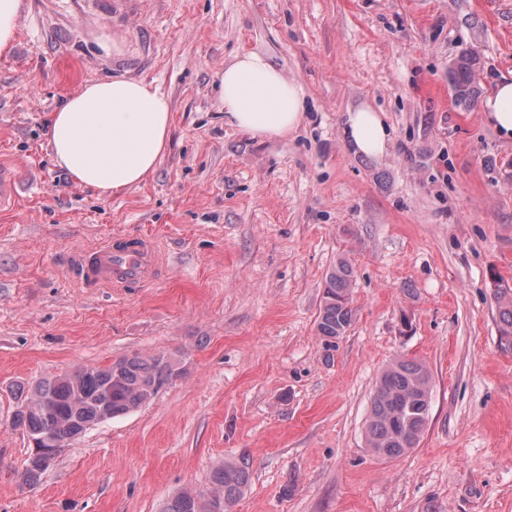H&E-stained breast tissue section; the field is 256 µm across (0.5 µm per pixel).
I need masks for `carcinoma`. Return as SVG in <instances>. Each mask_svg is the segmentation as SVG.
Here are the masks:
<instances>
[{
	"mask_svg": "<svg viewBox=\"0 0 512 512\" xmlns=\"http://www.w3.org/2000/svg\"><path fill=\"white\" fill-rule=\"evenodd\" d=\"M479 65V53L466 47L448 67L455 100L470 110L479 98L474 81ZM352 284V266L338 260L326 276L317 321L318 335L328 345L345 336L355 321ZM494 297L500 345L508 351L512 349V287L495 281ZM171 372V358L163 354L135 353L105 369L79 367L44 379L27 392L19 390L12 425L23 429L30 441L48 434L60 443L72 441L83 424L99 416L101 405L114 417L127 415L169 385ZM431 396L432 373L421 362L397 358L381 372L365 425V440L375 456L396 459L419 446L428 426ZM210 481L215 488L211 497L196 502L184 491L166 503L164 512H209L214 502L224 504V512H233L251 473L244 464L226 461L213 471Z\"/></svg>",
	"mask_w": 512,
	"mask_h": 512,
	"instance_id": "cac0c4a2",
	"label": "carcinoma"
}]
</instances>
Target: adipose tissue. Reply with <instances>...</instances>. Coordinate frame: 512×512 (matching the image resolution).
I'll use <instances>...</instances> for the list:
<instances>
[{
	"mask_svg": "<svg viewBox=\"0 0 512 512\" xmlns=\"http://www.w3.org/2000/svg\"><path fill=\"white\" fill-rule=\"evenodd\" d=\"M218 100L227 125L256 138L288 134L305 111L303 88L289 81L268 56L237 54L225 66ZM485 122L512 138V80L502 79L481 106ZM170 103L153 84L115 78L84 84L52 112L46 136L55 165L75 182L103 195L141 184L169 141ZM343 136L355 153L383 156L390 134L379 112L363 103L350 109Z\"/></svg>",
	"mask_w": 512,
	"mask_h": 512,
	"instance_id": "obj_1",
	"label": "adipose tissue"
}]
</instances>
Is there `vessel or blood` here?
I'll use <instances>...</instances> for the list:
<instances>
[{
	"mask_svg": "<svg viewBox=\"0 0 512 512\" xmlns=\"http://www.w3.org/2000/svg\"><path fill=\"white\" fill-rule=\"evenodd\" d=\"M161 262L162 253L156 241L135 238L73 254L70 272L86 288H129L151 283Z\"/></svg>",
	"mask_w": 512,
	"mask_h": 512,
	"instance_id": "obj_1",
	"label": "vessel or blood"
}]
</instances>
